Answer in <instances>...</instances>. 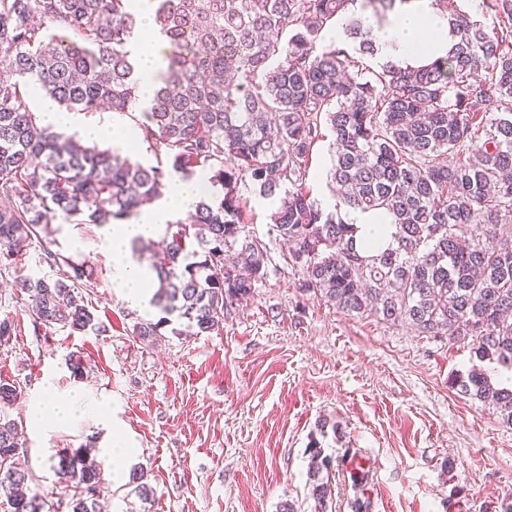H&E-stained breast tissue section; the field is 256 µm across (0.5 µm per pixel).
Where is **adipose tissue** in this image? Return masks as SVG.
I'll list each match as a JSON object with an SVG mask.
<instances>
[{
  "mask_svg": "<svg viewBox=\"0 0 512 512\" xmlns=\"http://www.w3.org/2000/svg\"><path fill=\"white\" fill-rule=\"evenodd\" d=\"M139 34L130 49L140 78L142 94H151L157 85L158 74L165 69L166 44L158 32L150 11H142L138 18ZM378 62H389L399 67L418 66L444 57L451 42L448 17L442 14L434 0H411L390 17L388 24L375 31ZM205 179H173L155 205L143 209L135 219L112 225L102 242L103 249L112 257V285L123 299L134 308H144L151 296L150 284L154 278L147 266L133 256L135 240L159 237L167 224L181 214L194 211L196 203L207 189ZM80 395L64 402L46 398L30 409L35 427L47 423L73 424L84 415Z\"/></svg>",
  "mask_w": 512,
  "mask_h": 512,
  "instance_id": "obj_1",
  "label": "adipose tissue"
}]
</instances>
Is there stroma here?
Listing matches in <instances>:
<instances>
[{"mask_svg":"<svg viewBox=\"0 0 512 512\" xmlns=\"http://www.w3.org/2000/svg\"><path fill=\"white\" fill-rule=\"evenodd\" d=\"M246 222L266 241L271 264L254 299L224 312V329L185 336L163 328L152 343L134 335L158 309L130 307L111 282L104 229L55 220L16 262L0 265V382L17 388L11 418L46 387L82 393L78 423L48 437L24 430L31 493L55 503L57 465L79 448L93 452L106 480L102 512H278L309 495L310 444L333 461L332 512H350L363 491L369 512H494L512 495V426L491 407L458 394L450 380L474 361L469 345L419 335L405 325L348 316L298 291L297 270L269 235L270 205L241 190ZM90 259L97 273L85 299L101 329L86 334L35 323L18 283L55 277L49 254ZM83 377H73L71 355ZM107 408L133 448L129 459L100 454ZM364 468L352 482L349 456ZM144 468L152 489L132 481Z\"/></svg>","mask_w":512,"mask_h":512,"instance_id":"1","label":"stroma"}]
</instances>
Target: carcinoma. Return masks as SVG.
<instances>
[{"label": "carcinoma", "mask_w": 512, "mask_h": 512, "mask_svg": "<svg viewBox=\"0 0 512 512\" xmlns=\"http://www.w3.org/2000/svg\"><path fill=\"white\" fill-rule=\"evenodd\" d=\"M408 0H154L167 71L142 108L155 165L110 148L79 146L41 124L23 88L69 111L127 112L140 101L131 50V0H0V263L23 255L48 215L130 221L162 196L166 177L198 168L222 194L201 196L187 223H170L152 250L157 321L135 325L146 343L169 317L193 335L220 332L224 308L248 302L268 275V245L246 229L240 185L276 203L269 233L288 245L299 292L353 316L409 325L424 336L470 341L477 362L452 386L512 422V0H486L489 29L459 0L448 11L451 47L402 69L374 59V27ZM360 6V13L351 11ZM346 18L348 45L323 44ZM341 198L325 211L306 186L322 128ZM392 218L396 247L355 246L341 210ZM56 278H26L28 311L46 328L99 331L81 289L88 261L59 259ZM498 380H493V376ZM18 421L0 416V486L11 512H44L26 492ZM322 457L311 475L316 512L333 504ZM68 512H96L101 468L76 452L60 459Z\"/></svg>", "instance_id": "obj_1"}]
</instances>
